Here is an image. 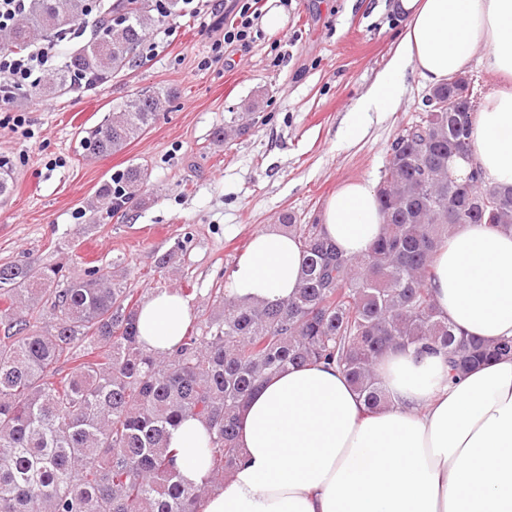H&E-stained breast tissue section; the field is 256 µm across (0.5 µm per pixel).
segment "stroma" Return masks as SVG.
Segmentation results:
<instances>
[{
  "mask_svg": "<svg viewBox=\"0 0 512 512\" xmlns=\"http://www.w3.org/2000/svg\"><path fill=\"white\" fill-rule=\"evenodd\" d=\"M281 9L278 31L257 24L248 50L202 66L223 31L217 18L179 5L153 54L84 93L17 97L0 107V157L13 191L0 205V264L33 260L65 275L123 258L137 299L178 291L194 315L226 283L252 235L290 214L313 224L343 183H379L400 129L422 105L427 85L407 73L392 108L369 112L349 136V116L393 55L400 16L387 0H263ZM145 87L172 92L169 111L125 149L88 158L82 132L112 105ZM24 113L26 130L7 119ZM241 117L244 134L223 138ZM147 168L146 204L129 217L95 214L89 200L130 162ZM176 251L174 268L155 262Z\"/></svg>",
  "mask_w": 512,
  "mask_h": 512,
  "instance_id": "1",
  "label": "stroma"
}]
</instances>
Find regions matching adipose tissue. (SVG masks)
<instances>
[{"mask_svg": "<svg viewBox=\"0 0 512 512\" xmlns=\"http://www.w3.org/2000/svg\"><path fill=\"white\" fill-rule=\"evenodd\" d=\"M404 21L398 47L357 111L389 108L406 70L436 87L463 73L476 50L495 77L474 121L471 155L486 180L512 186V0H392ZM326 236L354 256L378 235L376 189L341 185L324 205ZM295 239L256 232L227 282L241 299L291 296L303 269ZM429 286L458 331L512 338V232L456 228L440 248ZM192 318L174 291L151 293L138 312L139 343L166 355ZM377 376L390 406L369 410L335 365L291 367L241 409V459L199 512H512V358L449 381L441 356L389 351ZM206 422L171 430L184 483L208 476Z\"/></svg>", "mask_w": 512, "mask_h": 512, "instance_id": "ef3b65f1", "label": "adipose tissue"}]
</instances>
